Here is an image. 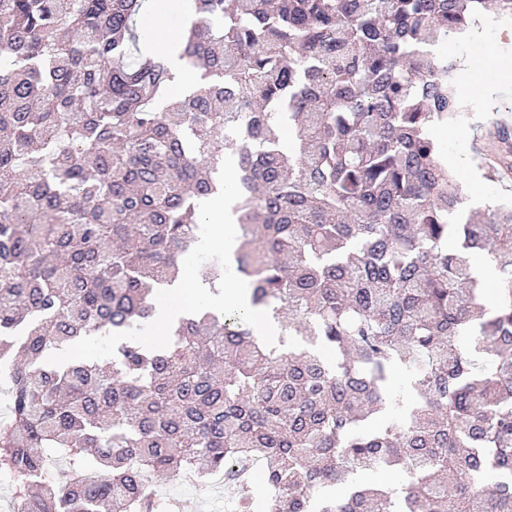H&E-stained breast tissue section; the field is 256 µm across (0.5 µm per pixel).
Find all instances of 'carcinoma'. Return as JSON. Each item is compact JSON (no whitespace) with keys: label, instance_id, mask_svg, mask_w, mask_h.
I'll use <instances>...</instances> for the list:
<instances>
[{"label":"carcinoma","instance_id":"carcinoma-1","mask_svg":"<svg viewBox=\"0 0 512 512\" xmlns=\"http://www.w3.org/2000/svg\"><path fill=\"white\" fill-rule=\"evenodd\" d=\"M147 2L0 0V470L19 512H178L142 476L212 472L238 512H512V206L449 223L432 133L463 112L442 46L512 0H192L198 78L176 100ZM218 141L242 191L231 268L280 344L208 310L107 368L46 363L152 321L219 192ZM487 141L512 156L509 128ZM221 275L199 270L215 293ZM51 453L103 481L61 487Z\"/></svg>","mask_w":512,"mask_h":512}]
</instances>
